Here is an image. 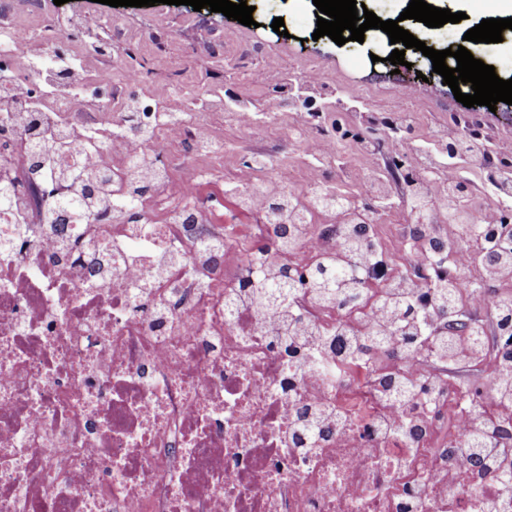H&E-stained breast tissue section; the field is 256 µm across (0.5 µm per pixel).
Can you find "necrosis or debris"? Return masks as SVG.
I'll return each mask as SVG.
<instances>
[{
  "label": "necrosis or debris",
  "mask_w": 512,
  "mask_h": 512,
  "mask_svg": "<svg viewBox=\"0 0 512 512\" xmlns=\"http://www.w3.org/2000/svg\"><path fill=\"white\" fill-rule=\"evenodd\" d=\"M83 16L47 23L41 0L0 10V178L16 185L0 212V512H512L489 467L467 470L465 426L487 423L470 389H447L426 349L388 358L359 348L382 330L377 313L400 269L464 241L501 198L468 200L449 227L439 205L440 148L415 154L420 175L397 183L384 169L390 137L346 142L296 91L323 98L335 82L314 61L273 69L264 123L244 94L226 105L198 71L185 74L164 42L151 43L154 80L129 57L140 36L112 17V38L89 40ZM271 134L280 154L238 162L233 189L247 230L224 221L222 128ZM353 199L401 195L427 203L429 223L383 235L379 212L320 206L339 191L344 151ZM311 160L303 186L285 158ZM79 174L57 183L45 160ZM95 184L98 212L49 224L56 188ZM138 221H130L128 199ZM376 254L374 288L359 308L324 304L308 288L288 306L266 303L253 283L346 248L355 224ZM454 271L458 316L495 320L504 283L480 285L472 250ZM413 395H384V373ZM324 429L315 439L301 424Z\"/></svg>",
  "instance_id": "4bbe7bcc"
}]
</instances>
